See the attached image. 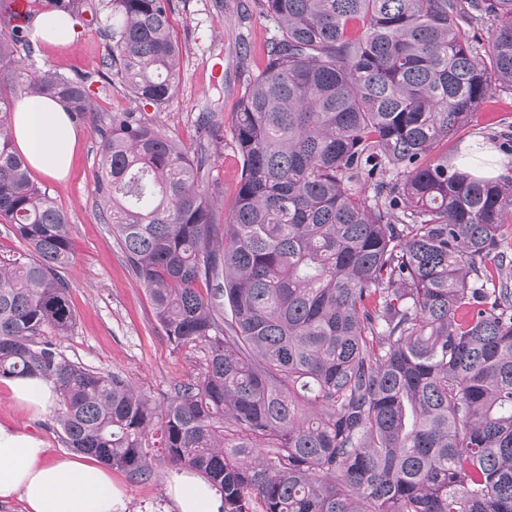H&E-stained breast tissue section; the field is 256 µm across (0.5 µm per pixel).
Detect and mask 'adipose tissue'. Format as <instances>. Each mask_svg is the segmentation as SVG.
<instances>
[{"label": "adipose tissue", "instance_id": "1", "mask_svg": "<svg viewBox=\"0 0 512 512\" xmlns=\"http://www.w3.org/2000/svg\"><path fill=\"white\" fill-rule=\"evenodd\" d=\"M13 146L48 177L67 176L78 133L62 104L24 96L11 122ZM166 494L175 512H220L222 497L206 479L181 469ZM24 502L27 512H125L122 491L109 470L70 456L50 458L37 436L0 424V502Z\"/></svg>", "mask_w": 512, "mask_h": 512}]
</instances>
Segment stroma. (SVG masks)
<instances>
[{"instance_id":"35a3bbf8","label":"stroma","mask_w":512,"mask_h":512,"mask_svg":"<svg viewBox=\"0 0 512 512\" xmlns=\"http://www.w3.org/2000/svg\"><path fill=\"white\" fill-rule=\"evenodd\" d=\"M171 24L183 51L179 88L162 108L148 106L144 112L163 134L193 151L200 142L201 113L207 102L218 100L213 119L223 128L224 140L209 145L208 152L212 179L229 208L242 171L233 139L235 112L249 70L260 65L263 49L278 29L254 8L253 0H224L220 8L213 0H174ZM106 54L107 42L86 12L78 19L77 32L68 44L38 46L32 58L35 68L42 71L99 75L90 88L94 112L74 122L82 137L67 177L33 176L69 220L73 261L61 275L69 285L76 321L71 332L57 337L56 342L69 359L119 373L157 397L173 393L178 384L196 374L204 351L178 348L168 340L118 239L102 220L94 177L101 137L109 129L112 112L135 106L111 75L102 74ZM475 144L490 147L492 162L512 168V91H498L487 98L444 150L453 162ZM0 423L38 436L49 457L67 450L53 413L38 414L18 404L5 380H0ZM172 472V467L160 463L151 479L138 482L122 470H113L112 480L125 495L126 512H164L169 506L165 486Z\"/></svg>"}]
</instances>
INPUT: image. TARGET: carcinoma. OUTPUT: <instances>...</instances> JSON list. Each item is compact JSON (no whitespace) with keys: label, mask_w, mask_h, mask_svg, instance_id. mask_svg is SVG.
<instances>
[{"label":"carcinoma","mask_w":512,"mask_h":512,"mask_svg":"<svg viewBox=\"0 0 512 512\" xmlns=\"http://www.w3.org/2000/svg\"><path fill=\"white\" fill-rule=\"evenodd\" d=\"M0 0V379L53 383L66 445L134 480L163 460L222 512H512V176L438 152L512 88V0H253L278 24L236 112L219 223L208 155L114 112L95 173L166 336L205 350L160 400L70 360L69 224L11 146L14 101L95 111L91 75L31 72ZM77 17L86 0H46ZM173 0H97L104 66L139 105L176 93ZM490 25L487 42L476 32ZM370 179L373 195L354 188ZM207 286L202 295L198 283Z\"/></svg>","instance_id":"obj_1"}]
</instances>
